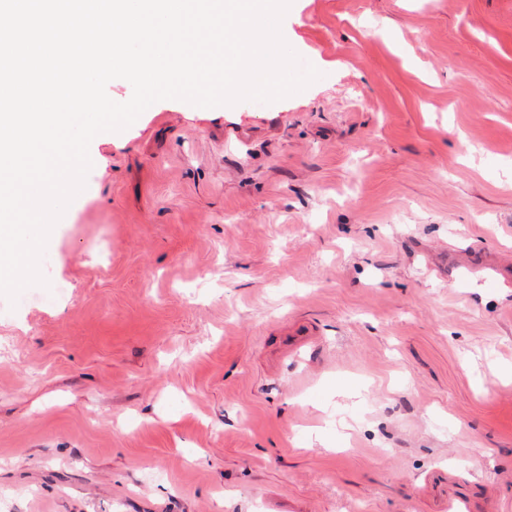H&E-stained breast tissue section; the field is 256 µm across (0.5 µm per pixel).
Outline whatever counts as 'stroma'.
Instances as JSON below:
<instances>
[{
    "label": "stroma",
    "mask_w": 512,
    "mask_h": 512,
    "mask_svg": "<svg viewBox=\"0 0 512 512\" xmlns=\"http://www.w3.org/2000/svg\"><path fill=\"white\" fill-rule=\"evenodd\" d=\"M322 74L90 143L0 296V512H512V0H293Z\"/></svg>",
    "instance_id": "35a3bbf8"
}]
</instances>
